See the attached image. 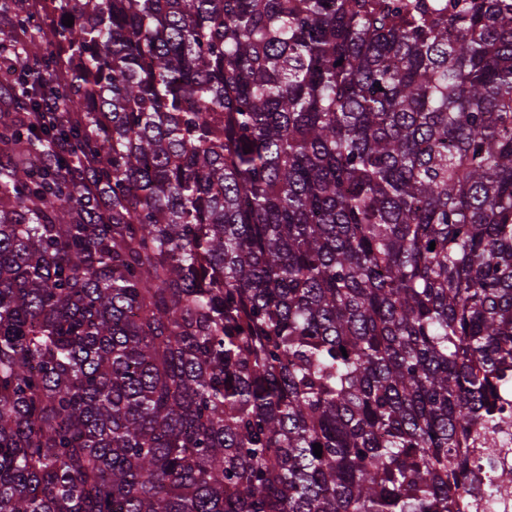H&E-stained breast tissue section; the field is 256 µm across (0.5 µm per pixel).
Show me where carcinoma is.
<instances>
[{"label": "carcinoma", "mask_w": 512, "mask_h": 512, "mask_svg": "<svg viewBox=\"0 0 512 512\" xmlns=\"http://www.w3.org/2000/svg\"><path fill=\"white\" fill-rule=\"evenodd\" d=\"M15 19L54 50L0 62V512H469L512 446V0Z\"/></svg>", "instance_id": "carcinoma-1"}]
</instances>
